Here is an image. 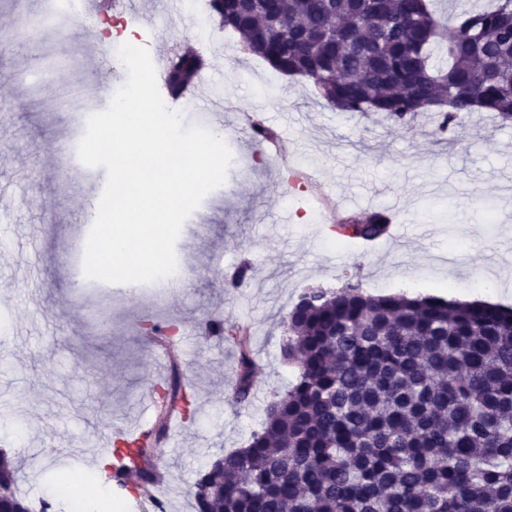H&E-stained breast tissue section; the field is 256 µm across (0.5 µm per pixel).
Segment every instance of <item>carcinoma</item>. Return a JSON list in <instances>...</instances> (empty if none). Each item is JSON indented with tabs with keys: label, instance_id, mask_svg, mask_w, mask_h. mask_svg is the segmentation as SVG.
Here are the masks:
<instances>
[{
	"label": "carcinoma",
	"instance_id": "obj_1",
	"mask_svg": "<svg viewBox=\"0 0 512 512\" xmlns=\"http://www.w3.org/2000/svg\"><path fill=\"white\" fill-rule=\"evenodd\" d=\"M209 18L244 50L311 82L336 112L385 115L401 127L434 113L444 139L471 112L512 119V0L464 10L448 25L432 0H208ZM177 52L168 70L195 71ZM373 211L341 236L381 238ZM283 355L298 374L243 448L217 456L191 486L195 512H512V308L435 296L372 295L346 282L305 294L285 319ZM210 329L239 351L238 403L254 376L249 337ZM163 402L193 395L175 378ZM143 448L113 451L122 475ZM0 450V512L37 510Z\"/></svg>",
	"mask_w": 512,
	"mask_h": 512
}]
</instances>
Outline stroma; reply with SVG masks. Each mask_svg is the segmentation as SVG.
Returning a JSON list of instances; mask_svg holds the SVG:
<instances>
[{"mask_svg":"<svg viewBox=\"0 0 512 512\" xmlns=\"http://www.w3.org/2000/svg\"><path fill=\"white\" fill-rule=\"evenodd\" d=\"M187 16L174 33L166 16L146 28L151 49L199 50L203 74L224 97L219 119L232 162L225 183L203 199L200 223L183 225L178 260L194 270L186 289L153 283L83 280L91 228L87 202L106 183V170L72 159L59 177L53 158L61 141L84 133L81 108L59 102L71 86L95 108L109 95L98 82L126 80L120 61L96 60L98 43L83 29L36 54L0 45V201L10 220L0 223V427L19 441L20 488L45 496L67 478L97 474L113 500L129 512H154L148 495L101 476L96 457L110 455L118 426L133 423L143 398L169 369L153 362L145 324L172 320L181 327L177 369L195 395L193 420L171 422L157 443V464L174 512H193L189 490L197 472L224 452L244 447L275 395L295 369L282 356L283 320L310 288L359 281L366 293L497 300L512 306V276L492 284L489 263L512 267V122L490 112L463 119L452 143L431 136L423 115L415 131L383 115L328 109L311 86L274 71L264 60L236 51L228 34L209 25L217 51L195 40ZM260 113L284 154L319 156L320 181L345 199L354 215L389 210L405 225L396 247H364L337 240L298 212L316 197L295 190L262 144L242 130L244 110ZM496 204L495 227L484 222V200ZM247 279L233 286L240 267ZM241 327L251 338L255 378L251 400L232 399L238 353L212 336L208 320Z\"/></svg>","mask_w":512,"mask_h":512,"instance_id":"1","label":"stroma"}]
</instances>
